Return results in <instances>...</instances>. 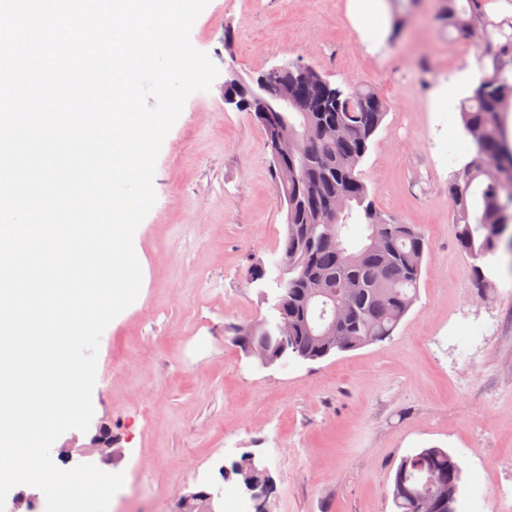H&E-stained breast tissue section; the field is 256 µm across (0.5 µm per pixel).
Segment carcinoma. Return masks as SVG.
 Wrapping results in <instances>:
<instances>
[{
	"mask_svg": "<svg viewBox=\"0 0 512 512\" xmlns=\"http://www.w3.org/2000/svg\"><path fill=\"white\" fill-rule=\"evenodd\" d=\"M444 2L448 31L462 39L474 32L482 44L480 76L460 108L474 156L464 165L461 179L449 186L448 198L457 248L475 260L485 259L512 246V143L506 134V114L512 111V17L492 20L486 0ZM285 88L292 95L291 111L269 112L260 125L270 148L280 128L288 125V163L298 171L286 187L274 176L286 204L279 262L288 266L274 309L288 313L294 328L288 336H278L262 321L235 329L234 336L238 344L244 336H263L272 350L284 346L298 358L317 361L392 336L417 299L429 243L420 228L376 207L357 170L387 114L385 98L357 81L312 83L304 76L303 63L290 60L241 109L254 114L265 99ZM333 122L336 136L329 139L322 127ZM298 124L307 129L299 141L293 135ZM338 199L345 208L330 219L326 209ZM327 221L336 225V234L317 236L314 228ZM381 237L389 242L384 252L373 246ZM317 282L341 290L349 309L342 341L334 348L311 339V310L304 294ZM462 475L459 459L444 448H423L406 456L393 483L403 482L411 495L393 500L396 512H421L417 497L427 492V477L458 489ZM224 479L272 488L265 470L244 458L225 469Z\"/></svg>",
	"mask_w": 512,
	"mask_h": 512,
	"instance_id": "cac0c4a2",
	"label": "carcinoma"
}]
</instances>
